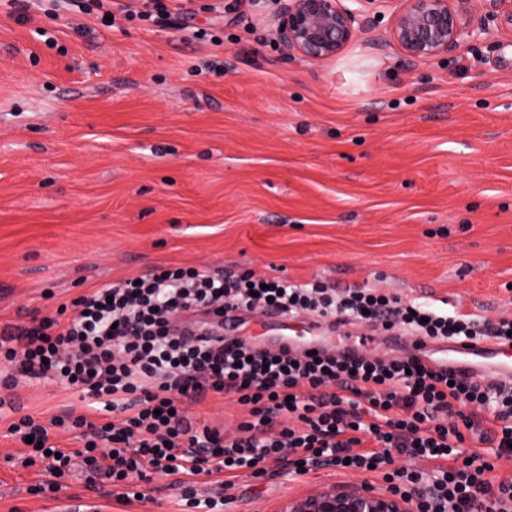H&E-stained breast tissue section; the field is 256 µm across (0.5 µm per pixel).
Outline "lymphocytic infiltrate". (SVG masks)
Segmentation results:
<instances>
[{"label": "lymphocytic infiltrate", "instance_id": "f902f5d3", "mask_svg": "<svg viewBox=\"0 0 512 512\" xmlns=\"http://www.w3.org/2000/svg\"><path fill=\"white\" fill-rule=\"evenodd\" d=\"M197 308L217 318L228 310L302 312L451 343L512 335V318L492 323L373 288L339 293L248 270L160 267L137 281L105 282L60 304L55 316L0 336V365L57 380L81 393L86 407L8 424L9 436L28 443L26 462L41 466L31 494L59 492L78 464L89 485L109 484L126 505L145 494L152 475L164 474L184 486L190 512H225L223 492L239 476L330 469L370 474L384 491L413 501L415 512H512V475L498 472L500 460H512L511 384L416 357L270 352L172 327L171 314ZM214 398L246 408L236 436L187 417V406ZM68 424L84 431L73 454L51 440L53 428ZM401 455L423 468L397 464ZM202 474L222 494H198L192 483Z\"/></svg>", "mask_w": 512, "mask_h": 512}]
</instances>
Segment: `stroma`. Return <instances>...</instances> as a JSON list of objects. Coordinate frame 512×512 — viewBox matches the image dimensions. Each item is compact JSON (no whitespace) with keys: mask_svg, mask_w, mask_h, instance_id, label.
Segmentation results:
<instances>
[{"mask_svg":"<svg viewBox=\"0 0 512 512\" xmlns=\"http://www.w3.org/2000/svg\"><path fill=\"white\" fill-rule=\"evenodd\" d=\"M170 25L112 0L76 9L0 0V333L55 315L103 281L159 266L278 269L496 320L512 314V32L427 62L388 44L382 18L333 61L285 59L264 0H163ZM82 412L78 393L0 388V512H182L155 477L122 505L81 471L28 494L36 471L7 434L19 415ZM239 478L229 512H270L328 484Z\"/></svg>","mask_w":512,"mask_h":512,"instance_id":"1","label":"stroma"}]
</instances>
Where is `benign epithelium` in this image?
<instances>
[{
    "mask_svg": "<svg viewBox=\"0 0 512 512\" xmlns=\"http://www.w3.org/2000/svg\"><path fill=\"white\" fill-rule=\"evenodd\" d=\"M395 2L389 42L411 61L425 62L457 50L462 43L512 32V0H275L261 20L289 58L317 64L340 55L367 30L379 4ZM482 11L471 22L472 4ZM274 512H414L411 502L364 486L331 485L291 497Z\"/></svg>",
    "mask_w": 512,
    "mask_h": 512,
    "instance_id": "obj_1",
    "label": "benign epithelium"
}]
</instances>
